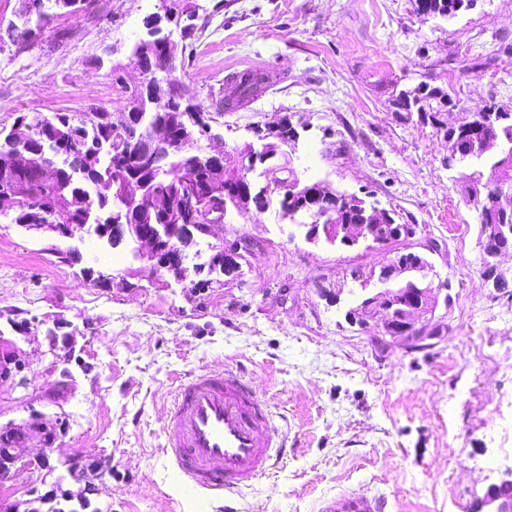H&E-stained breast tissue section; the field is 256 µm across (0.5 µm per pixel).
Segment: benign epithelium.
Listing matches in <instances>:
<instances>
[{"label":"benign epithelium","mask_w":512,"mask_h":512,"mask_svg":"<svg viewBox=\"0 0 512 512\" xmlns=\"http://www.w3.org/2000/svg\"><path fill=\"white\" fill-rule=\"evenodd\" d=\"M150 39L141 41L142 51L129 58L127 66L140 72L142 81L137 88L141 89L149 84L159 82V78H167L176 65V44L170 35L165 32L161 22H156L149 32ZM146 102L136 94H130L126 109L113 118L114 128L121 131V142L106 150L112 157V175L127 181L141 191L140 199L148 204V210H163L171 213L177 209L188 213V216L175 225L167 224H141L142 211L132 210L128 199L117 198V205L125 208L127 223L112 226V234H107L102 225L95 226L98 236L107 240V243L117 248L130 240L139 244V256L149 262L157 270H164L181 281L188 270L200 274L207 272L224 273V264H236L238 260L253 252L256 243L239 238L224 243L211 259L209 266H187L190 253L197 245V237L212 234V228L224 223L227 207L215 209L205 202H198L196 193L187 188L181 196V203L174 205L173 200L163 193L147 190L144 184L136 181L134 167L148 162L157 165L168 154L177 151H192L201 140L219 141L223 134L215 131L212 125L201 127L200 136H186L178 133L174 136L166 129L158 128L153 131L140 129L131 122L133 113L145 110ZM464 130L473 132V140L479 153L484 154L499 146L493 137L480 135L481 127L471 120L461 125ZM273 154V145L264 144L262 150L257 151L252 144H247L238 151L239 166L229 171L224 167V160L228 152L224 150L215 153L201 151L193 155V170L207 169L210 185L224 184V198L232 199L234 208L238 211H247L254 197L265 196V190L254 191L248 174L255 168L257 162L265 161ZM14 166L24 169L33 176V184L27 183L0 195V204L10 209L22 207H44V198L40 187L52 183L54 174L71 168L70 156L66 153L53 152L46 156L44 150L31 148L15 149L13 154ZM324 187L315 192L306 193V204L317 201L318 219L308 225L305 238L311 242L321 238L344 247H355L362 243H369L382 249L388 247L389 240L382 224V217L388 215V210L375 205L365 206L360 202L364 214L361 224H341L336 219V211L322 209L318 200L322 197ZM72 216L70 212L56 205L50 210V223L39 224L37 229L52 232L59 237H71L70 226ZM482 259H484L483 278L494 289H499L506 281L499 270L498 258L512 252V226L508 224H489L482 228ZM434 274V266L426 256L418 251L411 252L407 260L391 258L370 272L369 279L361 283L364 292L361 301L350 308L346 316L349 320L360 324L382 315V333L389 336H407L423 340L427 335V325L418 324V319L431 313L439 302V289L432 287L429 276ZM374 288L367 289L368 285ZM46 340L49 351L56 353L62 347L69 345V336L59 333V327H49L46 330ZM23 365L14 355L0 353V378L22 372ZM36 430L41 436V448L34 453L28 448L27 442L30 431ZM58 434L56 429L47 426H38L36 423L23 427L15 425L0 428V445L5 452L0 454V482L6 483L13 479L23 465L32 463L28 471H36L33 463L50 460ZM476 512H512V468L506 472V478L500 483L489 487L478 504Z\"/></svg>","instance_id":"1"}]
</instances>
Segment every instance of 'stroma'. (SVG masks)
<instances>
[{"mask_svg":"<svg viewBox=\"0 0 512 512\" xmlns=\"http://www.w3.org/2000/svg\"><path fill=\"white\" fill-rule=\"evenodd\" d=\"M21 5L0 0V128L22 112H119L140 80L130 47L150 17L175 13L174 75L226 148L290 118L298 137L270 164L417 225L410 246L436 244L432 282L449 290L429 322L434 338H392L379 320L364 328L346 318L351 270L385 254L309 243L275 204L228 212L200 239V264L224 242L257 244L239 274L212 283L192 271L175 283L135 260L132 244L111 248L89 228L58 238L0 214V347L35 378L26 390L0 380V426L62 427L52 472L0 485V512H27L32 493L56 482L79 495L71 462L102 458L112 475L90 497L95 512H218L219 501L182 489L162 452L175 391L204 367L251 378L287 439L271 470L236 495V512H315L343 489L384 497V512H475L512 466V297L481 275L478 214L446 164L447 138L393 101L428 83L456 100L443 115L450 124L490 103L512 110V0H476L450 19L417 14L413 0H85L73 14L49 11L28 40L12 31ZM492 43L503 48L495 62L461 70ZM264 69L277 83L221 111L236 96L233 75ZM67 248L79 260L59 258ZM98 272L109 281L96 282ZM21 321L31 332L13 330ZM56 322L77 331L62 394L43 332Z\"/></svg>","mask_w":512,"mask_h":512,"instance_id":"stroma-1","label":"stroma"}]
</instances>
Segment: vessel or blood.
<instances>
[{
  "mask_svg": "<svg viewBox=\"0 0 512 512\" xmlns=\"http://www.w3.org/2000/svg\"><path fill=\"white\" fill-rule=\"evenodd\" d=\"M164 430L166 453L177 478L197 493L235 494L262 477L286 446L250 380L230 369L204 370L183 381ZM381 508L379 498L344 492L324 499L318 512H380Z\"/></svg>",
  "mask_w": 512,
  "mask_h": 512,
  "instance_id": "b4317fda",
  "label": "vessel or blood"
}]
</instances>
